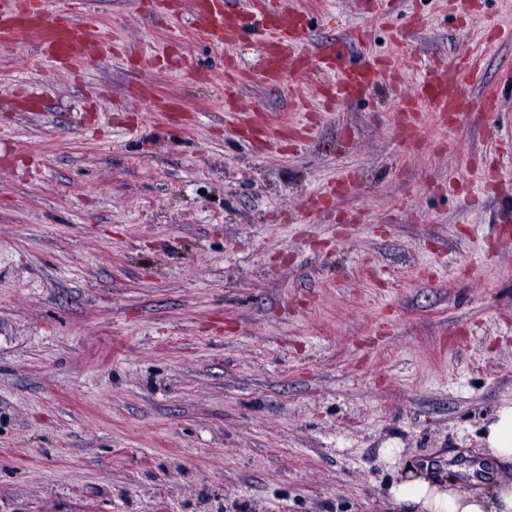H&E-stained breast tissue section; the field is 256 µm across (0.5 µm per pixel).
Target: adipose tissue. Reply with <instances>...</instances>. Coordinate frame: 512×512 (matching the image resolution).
Listing matches in <instances>:
<instances>
[{
	"label": "adipose tissue",
	"mask_w": 512,
	"mask_h": 512,
	"mask_svg": "<svg viewBox=\"0 0 512 512\" xmlns=\"http://www.w3.org/2000/svg\"><path fill=\"white\" fill-rule=\"evenodd\" d=\"M483 440L490 457L512 464V405L498 410ZM389 493L403 512H512V480L506 479L460 494L426 473L408 470L390 485Z\"/></svg>",
	"instance_id": "1"
}]
</instances>
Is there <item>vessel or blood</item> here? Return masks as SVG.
I'll return each mask as SVG.
<instances>
[{
    "label": "vessel or blood",
    "instance_id": "b4317fda",
    "mask_svg": "<svg viewBox=\"0 0 512 512\" xmlns=\"http://www.w3.org/2000/svg\"><path fill=\"white\" fill-rule=\"evenodd\" d=\"M196 21L199 31L212 43L225 50L224 66L232 68L234 51L250 34L262 36V48L251 68L262 82L278 83L283 67H291L299 75L328 69L338 95L345 98L362 96L379 73L396 69L391 58L375 61L370 57L347 59L352 46L368 41L367 29H360L352 41L324 46L314 52L304 35L303 13L297 0H250L246 9L217 8L214 0H197ZM101 31L94 25L79 22L73 16L58 21L48 18L41 0H29L24 12H17L15 0H0V51L34 48L39 59L58 62L84 60L101 44ZM412 103L406 104L404 125L421 129L425 114L446 120L456 112L462 100L457 68L443 63L422 70L410 84Z\"/></svg>",
    "mask_w": 512,
    "mask_h": 512
}]
</instances>
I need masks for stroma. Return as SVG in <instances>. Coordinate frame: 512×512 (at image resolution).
<instances>
[{
  "label": "stroma",
  "instance_id": "1",
  "mask_svg": "<svg viewBox=\"0 0 512 512\" xmlns=\"http://www.w3.org/2000/svg\"><path fill=\"white\" fill-rule=\"evenodd\" d=\"M72 2L43 7L96 25L99 55H0V512H394L408 467L486 462L512 403V167L488 142L512 145V0L374 23L302 0L311 46L370 25L408 81L481 52L467 107L414 139L387 85L251 79L254 36L226 110L193 0Z\"/></svg>",
  "mask_w": 512,
  "mask_h": 512
}]
</instances>
